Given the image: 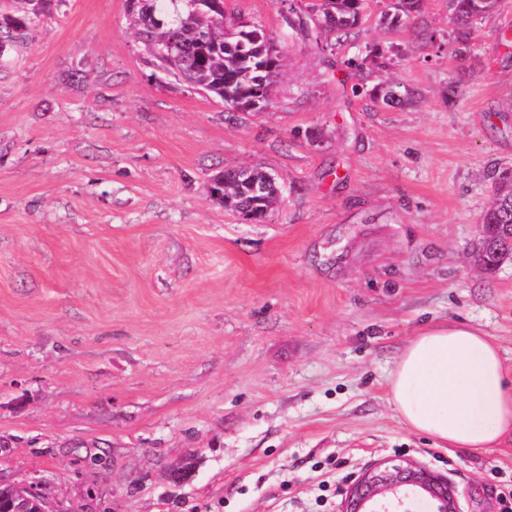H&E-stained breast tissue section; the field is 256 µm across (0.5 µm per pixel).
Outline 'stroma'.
<instances>
[{
    "mask_svg": "<svg viewBox=\"0 0 512 512\" xmlns=\"http://www.w3.org/2000/svg\"><path fill=\"white\" fill-rule=\"evenodd\" d=\"M308 2L224 0L286 56L233 118L153 77L125 0H52L0 59L1 478L83 512H340L402 457L502 512L512 442L439 447L388 378L444 322L512 376V261L472 258L512 167V0L464 32L448 0H366L341 41L289 26ZM372 45L385 67L353 66ZM240 166L281 186L262 222L209 198Z\"/></svg>",
    "mask_w": 512,
    "mask_h": 512,
    "instance_id": "stroma-1",
    "label": "stroma"
}]
</instances>
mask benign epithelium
Wrapping results in <instances>:
<instances>
[{
	"instance_id": "obj_1",
	"label": "benign epithelium",
	"mask_w": 512,
	"mask_h": 512,
	"mask_svg": "<svg viewBox=\"0 0 512 512\" xmlns=\"http://www.w3.org/2000/svg\"><path fill=\"white\" fill-rule=\"evenodd\" d=\"M460 512L456 487L414 460L390 458L361 473L348 487L341 512Z\"/></svg>"
}]
</instances>
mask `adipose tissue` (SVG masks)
I'll use <instances>...</instances> for the list:
<instances>
[{"label":"adipose tissue","instance_id":"1","mask_svg":"<svg viewBox=\"0 0 512 512\" xmlns=\"http://www.w3.org/2000/svg\"><path fill=\"white\" fill-rule=\"evenodd\" d=\"M389 400L408 429L445 448L481 452L512 438V380L500 348L464 324H437L409 342Z\"/></svg>","mask_w":512,"mask_h":512}]
</instances>
